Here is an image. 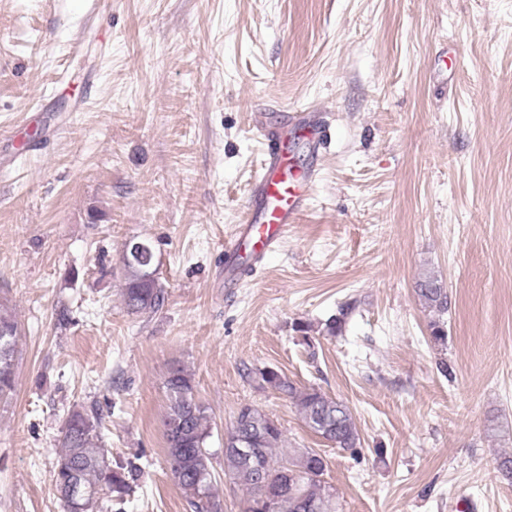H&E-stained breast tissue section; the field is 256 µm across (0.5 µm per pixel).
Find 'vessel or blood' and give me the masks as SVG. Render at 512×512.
Masks as SVG:
<instances>
[{
	"instance_id": "obj_1",
	"label": "vessel or blood",
	"mask_w": 512,
	"mask_h": 512,
	"mask_svg": "<svg viewBox=\"0 0 512 512\" xmlns=\"http://www.w3.org/2000/svg\"><path fill=\"white\" fill-rule=\"evenodd\" d=\"M323 136L314 116L292 112L286 116L278 139L268 140L263 174L254 188V204L237 236L224 245V266L238 268L241 260L260 266L278 251L291 224L306 209L318 176L316 168L294 169L288 156L290 145L314 150Z\"/></svg>"
}]
</instances>
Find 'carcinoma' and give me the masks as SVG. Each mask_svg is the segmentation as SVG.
<instances>
[{
    "instance_id": "cac0c4a2",
    "label": "carcinoma",
    "mask_w": 512,
    "mask_h": 512,
    "mask_svg": "<svg viewBox=\"0 0 512 512\" xmlns=\"http://www.w3.org/2000/svg\"><path fill=\"white\" fill-rule=\"evenodd\" d=\"M139 264H122V299L127 312L137 317L157 313L165 303L160 283L149 285ZM417 294L437 319L430 322L435 343L444 344L447 331L439 318L448 313V290L429 276ZM19 330L15 318L0 306V399L14 388ZM259 386L290 398L305 426L341 450L360 445L355 417L341 400L311 386L299 388L280 370H248ZM168 403L163 416L166 464L182 490L188 512H224L214 490V454L208 447L211 416L194 394V378L185 368H173L165 379ZM228 443L244 441L243 454L224 449V476L243 486L246 512H337L336 496L323 479L325 458L307 448L294 454L279 451L283 431L265 410L242 405L224 430ZM60 451L53 478L65 512H97L99 504L123 505L137 481L141 466L133 461H112L104 449L103 417L97 410L74 406L66 413L58 441Z\"/></svg>"
}]
</instances>
